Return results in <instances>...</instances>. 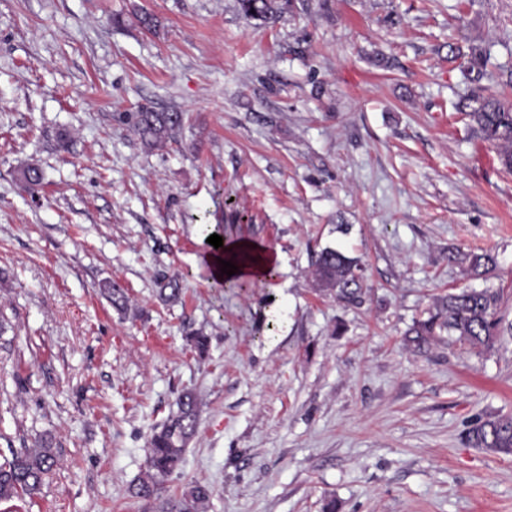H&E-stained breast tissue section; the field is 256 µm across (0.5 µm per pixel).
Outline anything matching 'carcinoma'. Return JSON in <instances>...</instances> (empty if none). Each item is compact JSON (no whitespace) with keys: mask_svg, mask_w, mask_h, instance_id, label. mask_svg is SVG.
<instances>
[{"mask_svg":"<svg viewBox=\"0 0 512 512\" xmlns=\"http://www.w3.org/2000/svg\"><path fill=\"white\" fill-rule=\"evenodd\" d=\"M240 14L247 20L262 24L275 22L290 8L291 0H237ZM490 52L482 46H472L467 54L455 59L468 72L471 92L461 101L460 110L469 118L471 129L483 142L496 148L500 164L512 171V101L494 91L498 84L487 70ZM133 132L151 147L162 148L174 139L183 126L182 112H154L145 110L126 116ZM467 272L483 277L494 270L496 262L489 253L467 254L463 258ZM314 286L333 296L337 302L358 307L364 300L362 266L359 260L339 250L326 248L315 262ZM105 292L112 307L119 312L127 309V296L123 289L109 286ZM181 288L175 279L160 284L159 295L165 301L179 298ZM502 293L492 288L463 289L434 298L427 318L418 320L409 330V342L422 350L444 336H455L472 349H493L500 335L504 317L500 305ZM199 404L191 391L181 393L177 412L149 440L147 472L131 488L133 496L156 499L165 479L180 469L186 447L197 431ZM467 440L475 448L501 455H512V415L489 418L468 431ZM56 460L53 449L46 443L37 448H25L12 453V458L0 463V502L22 496L36 495L44 476ZM212 491L205 484L195 483L179 496L161 503L160 512H208Z\"/></svg>","mask_w":512,"mask_h":512,"instance_id":"1","label":"carcinoma"}]
</instances>
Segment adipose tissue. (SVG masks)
Wrapping results in <instances>:
<instances>
[{
  "label": "adipose tissue",
  "mask_w": 512,
  "mask_h": 512,
  "mask_svg": "<svg viewBox=\"0 0 512 512\" xmlns=\"http://www.w3.org/2000/svg\"><path fill=\"white\" fill-rule=\"evenodd\" d=\"M204 260L213 281H224L220 263L225 260L238 268L234 281L251 285L268 281L270 272L277 268L278 256L259 243L238 239L224 241L222 247L207 251Z\"/></svg>",
  "instance_id": "1"
}]
</instances>
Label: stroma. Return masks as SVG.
Listing matches in <instances>:
<instances>
[{
  "mask_svg": "<svg viewBox=\"0 0 512 512\" xmlns=\"http://www.w3.org/2000/svg\"><path fill=\"white\" fill-rule=\"evenodd\" d=\"M473 45L512 61V0H293L266 26L236 0H0V461L44 440L57 459L0 512H157L128 489L186 389L198 429L162 497L512 512V456L465 439L512 415V335L406 340L458 288L502 291L512 321V172L457 111L471 84L448 58ZM145 108L184 113L165 148L123 122ZM213 234L269 247L276 276L218 288ZM327 247L363 263L361 307L315 290ZM485 251L480 278L451 259Z\"/></svg>",
  "mask_w": 512,
  "mask_h": 512,
  "instance_id": "stroma-1",
  "label": "stroma"
}]
</instances>
